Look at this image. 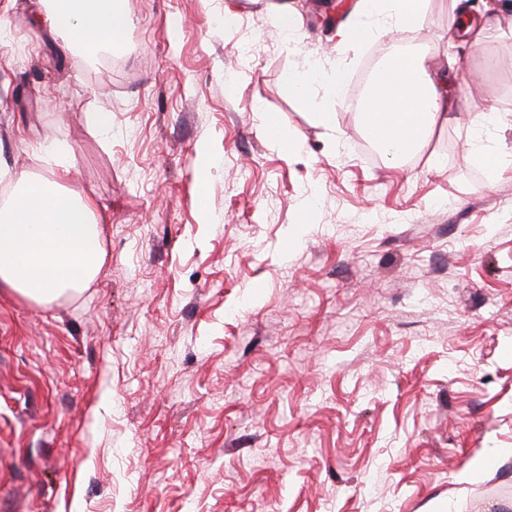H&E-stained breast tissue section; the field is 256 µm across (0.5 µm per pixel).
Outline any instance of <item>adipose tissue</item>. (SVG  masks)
Instances as JSON below:
<instances>
[{"label": "adipose tissue", "instance_id": "adipose-tissue-1", "mask_svg": "<svg viewBox=\"0 0 512 512\" xmlns=\"http://www.w3.org/2000/svg\"><path fill=\"white\" fill-rule=\"evenodd\" d=\"M49 32L124 46L133 20L124 0H39ZM452 63L424 52L384 53L378 78L359 114L366 136L394 161L415 156L455 106ZM46 151L56 171L35 180L19 175L16 191L0 201V285L35 301L87 287L103 261V226L94 199L67 184L69 150Z\"/></svg>", "mask_w": 512, "mask_h": 512}]
</instances>
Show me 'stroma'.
Wrapping results in <instances>:
<instances>
[{"instance_id": "1", "label": "stroma", "mask_w": 512, "mask_h": 512, "mask_svg": "<svg viewBox=\"0 0 512 512\" xmlns=\"http://www.w3.org/2000/svg\"><path fill=\"white\" fill-rule=\"evenodd\" d=\"M234 2L126 0L115 68L0 0V197L62 141L107 217L81 292L0 288V512H512V0H467L478 44L451 0L400 34ZM394 38L455 52L459 99L399 166L326 80ZM309 65L311 107L287 81ZM367 36V30L356 23L347 24L337 31L339 43L351 50L359 49L366 41Z\"/></svg>"}]
</instances>
